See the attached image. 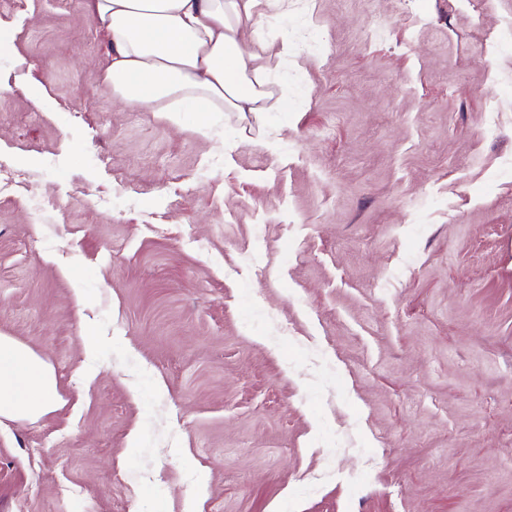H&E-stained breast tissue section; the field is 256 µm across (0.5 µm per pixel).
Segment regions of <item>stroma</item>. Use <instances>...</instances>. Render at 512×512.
Here are the masks:
<instances>
[{
	"label": "stroma",
	"mask_w": 512,
	"mask_h": 512,
	"mask_svg": "<svg viewBox=\"0 0 512 512\" xmlns=\"http://www.w3.org/2000/svg\"><path fill=\"white\" fill-rule=\"evenodd\" d=\"M255 24L289 111L175 122L84 0H0V335L60 396L0 512H512V0Z\"/></svg>",
	"instance_id": "35a3bbf8"
}]
</instances>
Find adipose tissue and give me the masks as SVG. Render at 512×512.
I'll return each instance as SVG.
<instances>
[{
    "label": "adipose tissue",
    "mask_w": 512,
    "mask_h": 512,
    "mask_svg": "<svg viewBox=\"0 0 512 512\" xmlns=\"http://www.w3.org/2000/svg\"><path fill=\"white\" fill-rule=\"evenodd\" d=\"M296 0H85L101 24L110 62L103 80L121 104L174 116L193 112H284L273 61L295 54L288 36L247 49L259 6L288 11ZM56 378L35 353L0 336V418L43 415Z\"/></svg>",
    "instance_id": "ef3b65f1"
}]
</instances>
